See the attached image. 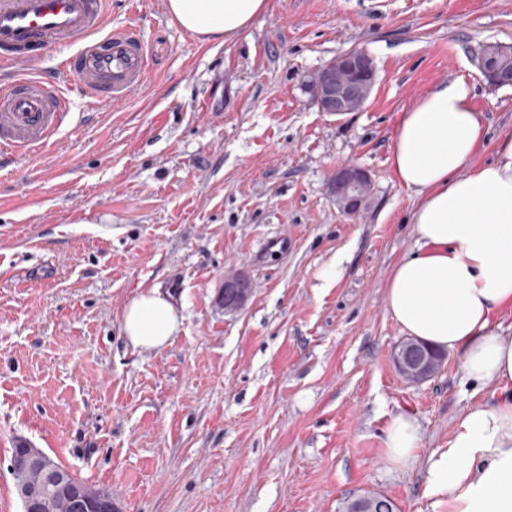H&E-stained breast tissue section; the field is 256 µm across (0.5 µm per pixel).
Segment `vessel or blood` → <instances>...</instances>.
<instances>
[{
	"instance_id": "b4317fda",
	"label": "vessel or blood",
	"mask_w": 512,
	"mask_h": 512,
	"mask_svg": "<svg viewBox=\"0 0 512 512\" xmlns=\"http://www.w3.org/2000/svg\"><path fill=\"white\" fill-rule=\"evenodd\" d=\"M105 0H0V70L11 76L0 92V155H35L53 147L69 119L64 85L77 75L90 104L124 102L150 70L147 46L130 13L106 29ZM54 45L73 47L54 78L41 61Z\"/></svg>"
}]
</instances>
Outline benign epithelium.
I'll return each instance as SVG.
<instances>
[{"label": "benign epithelium", "mask_w": 512, "mask_h": 512, "mask_svg": "<svg viewBox=\"0 0 512 512\" xmlns=\"http://www.w3.org/2000/svg\"><path fill=\"white\" fill-rule=\"evenodd\" d=\"M478 67L494 87L512 85V72L495 67V59L483 48L476 57ZM376 80L372 57L363 49H353L336 57L335 66L313 73L307 80L314 104L319 111L331 115L357 112L365 105ZM329 194L339 210L356 215L367 209L371 202V178L365 169L347 164L336 169L328 181ZM252 284L249 278L237 273L224 279V310L238 311L247 301ZM393 361L398 372L410 383H420L439 370L432 352L425 343L413 339L400 341L393 350ZM21 454L12 457L10 468L33 467L47 476L55 489L72 505V512H119L112 496L91 487L72 488L65 474L50 466L47 455L39 448L21 442ZM23 512H41L46 501L34 486L23 487L18 493Z\"/></svg>", "instance_id": "7a95c632"}]
</instances>
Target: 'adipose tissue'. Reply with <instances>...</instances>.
<instances>
[{"label":"adipose tissue","mask_w":512,"mask_h":512,"mask_svg":"<svg viewBox=\"0 0 512 512\" xmlns=\"http://www.w3.org/2000/svg\"><path fill=\"white\" fill-rule=\"evenodd\" d=\"M266 0H167L170 15L209 42L227 43L265 11ZM483 118L462 80L443 83L401 113L388 162L418 203L410 253L393 269L388 310L407 335L459 354L464 375L492 385L490 401L468 410L426 461L422 496L431 512H512V336L494 329L495 312L512 309V136L495 159L474 163ZM182 317L158 289L137 293L120 319L134 348H164ZM420 428L393 417L385 459L418 462Z\"/></svg>","instance_id":"ef3b65f1"}]
</instances>
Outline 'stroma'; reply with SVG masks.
Returning <instances> with one entry per match:
<instances>
[{
  "label": "stroma",
  "instance_id": "35a3bbf8",
  "mask_svg": "<svg viewBox=\"0 0 512 512\" xmlns=\"http://www.w3.org/2000/svg\"><path fill=\"white\" fill-rule=\"evenodd\" d=\"M139 2L143 86L95 109L72 89L54 148L0 159V512H21V440L120 512H342L364 494L430 512L422 467L384 461L388 424L416 417L424 459L489 394L454 354L421 383L393 364L386 286L417 198L387 158L400 114L461 78L487 128L474 161L493 160L512 86L488 87L475 56L512 47V0H267L226 44ZM358 48L376 68L364 108L320 112L304 78ZM350 163L373 183L356 217L327 189ZM239 270L253 290L228 313ZM144 288L183 316L159 350L120 334ZM252 284L243 273H236L224 279V297L219 296V302L226 312L238 311L247 301Z\"/></svg>",
  "mask_w": 512,
  "mask_h": 512
}]
</instances>
